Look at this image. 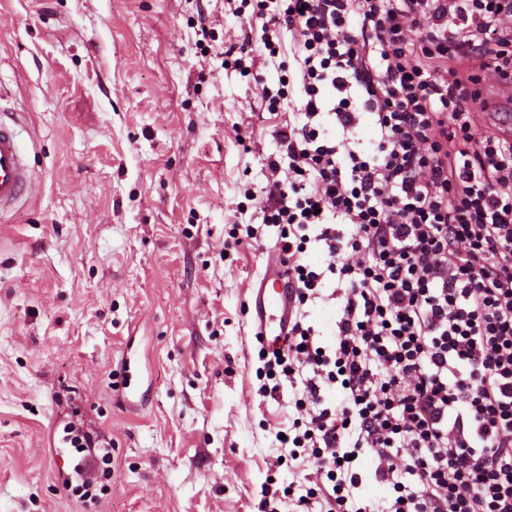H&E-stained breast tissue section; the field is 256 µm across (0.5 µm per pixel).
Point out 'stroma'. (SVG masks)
Returning <instances> with one entry per match:
<instances>
[{
    "mask_svg": "<svg viewBox=\"0 0 512 512\" xmlns=\"http://www.w3.org/2000/svg\"><path fill=\"white\" fill-rule=\"evenodd\" d=\"M260 26L228 0H0V109L36 177L0 212V512H258L309 474L276 464L294 391L258 395L248 312L275 240L242 191L292 112L264 108L274 67L223 52ZM70 422L111 457L80 497Z\"/></svg>",
    "mask_w": 512,
    "mask_h": 512,
    "instance_id": "stroma-1",
    "label": "stroma"
}]
</instances>
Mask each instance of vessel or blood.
<instances>
[{"instance_id": "1", "label": "vessel or blood", "mask_w": 512, "mask_h": 512, "mask_svg": "<svg viewBox=\"0 0 512 512\" xmlns=\"http://www.w3.org/2000/svg\"><path fill=\"white\" fill-rule=\"evenodd\" d=\"M497 109L487 119L502 129H512V97L499 95ZM20 113L0 114V209L17 203L30 192L34 170L20 131ZM251 331L261 339L284 338L294 317V299L288 286V258L278 249H270L263 273L250 290Z\"/></svg>"}]
</instances>
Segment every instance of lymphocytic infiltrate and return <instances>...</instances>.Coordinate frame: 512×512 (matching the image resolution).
Masks as SVG:
<instances>
[{"mask_svg":"<svg viewBox=\"0 0 512 512\" xmlns=\"http://www.w3.org/2000/svg\"><path fill=\"white\" fill-rule=\"evenodd\" d=\"M240 5L262 21L253 52L288 72L264 88L268 112L298 99L262 205L292 261L296 318L262 351L258 389L302 384L281 441L315 467L296 507L372 512L368 453L387 512H512V132L484 125L482 90L512 83V0ZM311 242L325 271L302 259ZM329 274L345 293L325 346L305 307Z\"/></svg>","mask_w":512,"mask_h":512,"instance_id":"lymphocytic-infiltrate-1","label":"lymphocytic infiltrate"}]
</instances>
